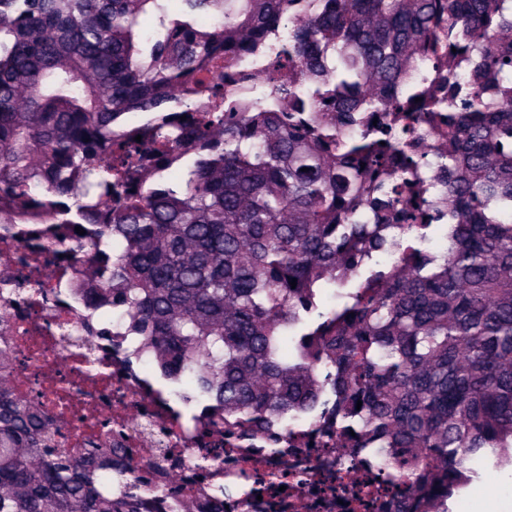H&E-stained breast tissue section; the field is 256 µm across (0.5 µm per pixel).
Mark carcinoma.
I'll list each match as a JSON object with an SVG mask.
<instances>
[{
    "mask_svg": "<svg viewBox=\"0 0 512 512\" xmlns=\"http://www.w3.org/2000/svg\"><path fill=\"white\" fill-rule=\"evenodd\" d=\"M450 37L477 56L464 104L420 65L451 67ZM242 63L253 80L226 84ZM395 95L422 113L383 136ZM445 120L460 221L434 258L420 164L390 160ZM409 190L406 223H383ZM16 212L49 223L41 251L95 252L164 372L271 445L334 400L320 434L422 488L421 512H448L481 458L512 465V0H0V224ZM386 243L400 263L376 260ZM18 365L0 357V512H163L166 454L132 484L110 427L60 449L67 398L49 412Z\"/></svg>",
    "mask_w": 512,
    "mask_h": 512,
    "instance_id": "carcinoma-1",
    "label": "carcinoma"
}]
</instances>
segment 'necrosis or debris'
I'll use <instances>...</instances> for the list:
<instances>
[{
  "mask_svg": "<svg viewBox=\"0 0 512 512\" xmlns=\"http://www.w3.org/2000/svg\"><path fill=\"white\" fill-rule=\"evenodd\" d=\"M423 164L433 185L428 197L434 229L452 223L448 208V173L429 151L428 141L406 146ZM0 246V350L16 352L22 362L17 385L25 392L40 391L45 379L74 394L77 404L64 427L67 445L79 448L105 426L122 427L128 440L126 476H143L142 461L153 450L166 448L169 461L181 476V500L210 499L219 486L246 480L245 492H230L228 512H375L367 485L381 472L370 455L347 458L341 470L327 473L332 456L312 425L300 414L294 425L282 426L283 444L271 452L260 435H231L221 456L206 470L195 467L205 442L214 435V404H199L192 384L174 382L165 375L142 337L124 336L121 308L96 290L84 275L98 258L87 251L66 267L34 261L31 238ZM89 325L92 358L102 360L106 375L86 376L75 357L74 339L67 330ZM290 488L288 498L275 499L271 489Z\"/></svg>",
  "mask_w": 512,
  "mask_h": 512,
  "instance_id": "necrosis-or-debris-1",
  "label": "necrosis or debris"
}]
</instances>
